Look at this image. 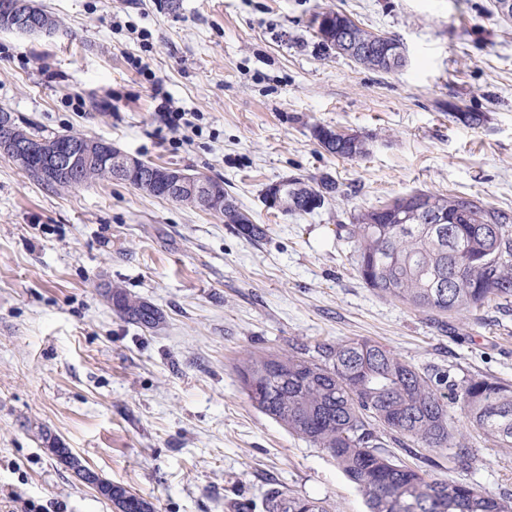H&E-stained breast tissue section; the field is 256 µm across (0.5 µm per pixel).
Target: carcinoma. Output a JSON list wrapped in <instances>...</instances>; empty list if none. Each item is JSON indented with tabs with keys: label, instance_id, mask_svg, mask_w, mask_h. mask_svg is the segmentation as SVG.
<instances>
[{
	"label": "carcinoma",
	"instance_id": "cac0c4a2",
	"mask_svg": "<svg viewBox=\"0 0 512 512\" xmlns=\"http://www.w3.org/2000/svg\"><path fill=\"white\" fill-rule=\"evenodd\" d=\"M332 22L330 38L317 46L335 52L341 27L352 29L367 54L353 58L365 69L392 73L398 67L377 43L378 34L345 14L322 11L314 17ZM8 135L22 142L72 138L89 147L80 176L61 171L47 178L34 161L22 171L51 188H71L91 181L116 179L84 135L48 133L8 113ZM318 144L342 159L361 157L366 140L346 137L328 126L313 130ZM336 182L327 176L313 181L289 179L280 194L279 211L311 214L335 196ZM247 240L265 236L239 206L216 214ZM353 247L359 277L377 294L434 316L474 313L492 301L512 298V215L478 198L416 191L352 215L340 225ZM112 310L144 329L163 322L162 312L123 288L110 289ZM310 355L293 351H248L235 371L251 404L285 429L329 455L361 496L365 512H512V498L490 494L466 479L440 480L417 465L397 458L379 432L405 438L427 452L452 445L459 429L450 406H459L484 439L512 447V384L470 376L458 382L420 370L391 350L368 340H345L315 346ZM52 452L88 484L103 481L83 467L57 442ZM117 512H155L153 503L120 484H112ZM264 512H339L326 499L296 494L287 488L268 491Z\"/></svg>",
	"mask_w": 512,
	"mask_h": 512
}]
</instances>
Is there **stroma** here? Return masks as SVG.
I'll return each instance as SVG.
<instances>
[{"label": "stroma", "mask_w": 512, "mask_h": 512, "mask_svg": "<svg viewBox=\"0 0 512 512\" xmlns=\"http://www.w3.org/2000/svg\"><path fill=\"white\" fill-rule=\"evenodd\" d=\"M51 37L0 30V108L56 134L102 138L229 184L267 234L121 182L51 189L0 155V512H116L47 447L155 512H263L280 486L364 512L322 450L255 409L234 371L245 351L367 339L450 379L512 383V302L439 323L377 295L336 227L415 191L474 196L512 214V20L494 0H37ZM333 10L400 40L407 65L368 70L316 47ZM166 93L190 127L158 131ZM479 112L477 125L449 104ZM317 125L356 133L339 159ZM333 178L311 214L267 209L282 178ZM117 286L162 310L146 330L102 297ZM455 422L470 460L432 474L512 496V448ZM314 138L329 154L342 159L361 157L367 152L366 140L359 135L345 137L332 127L315 126Z\"/></svg>", "instance_id": "stroma-1"}]
</instances>
